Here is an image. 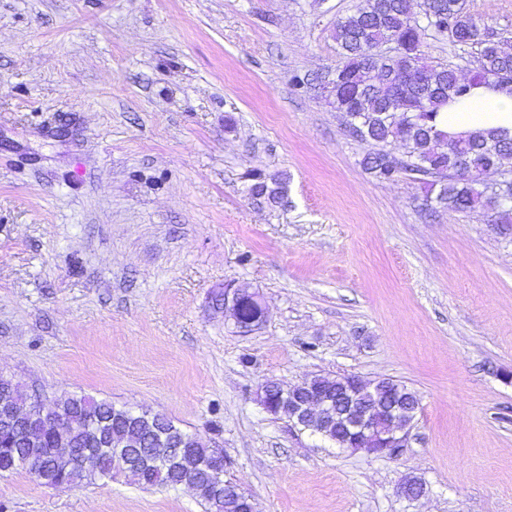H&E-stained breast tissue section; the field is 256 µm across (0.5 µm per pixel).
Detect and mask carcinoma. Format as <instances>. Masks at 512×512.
I'll use <instances>...</instances> for the list:
<instances>
[{
  "label": "carcinoma",
  "mask_w": 512,
  "mask_h": 512,
  "mask_svg": "<svg viewBox=\"0 0 512 512\" xmlns=\"http://www.w3.org/2000/svg\"><path fill=\"white\" fill-rule=\"evenodd\" d=\"M333 40L341 65L312 79L294 75V85L304 88L318 81L319 89L336 90L327 95L342 113L350 136L366 145L360 161L364 170L379 181L403 176L421 184L428 206L434 212L468 213L482 208L491 213L490 223L512 234V187L500 188L503 160L512 157V138L499 132L450 136L438 129L439 112L448 102L464 98L473 84H512V52L504 47L500 32L471 11L467 0H422L418 12L409 0H360L340 18ZM446 40L457 46L476 45L478 56L462 74V68L431 60L426 39ZM400 142L405 152L398 156L392 144ZM249 198L258 206L282 203L286 179L252 174ZM59 416L74 421L65 442L81 452L99 439L115 447L133 437L150 440L147 420L117 413L106 400L86 395H68L57 403ZM163 420L167 435L159 448H180L189 432L175 426L163 414H148V420ZM52 438L34 444H12L0 432V470L10 466L8 457L23 458L45 473L54 469L49 449ZM123 474L145 487L175 488L183 474L160 460L147 469L114 468L112 457L91 468L74 460L63 482L70 486L94 483ZM197 494L205 512H239L236 500L198 477Z\"/></svg>",
  "instance_id": "carcinoma-1"
}]
</instances>
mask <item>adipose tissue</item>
<instances>
[{
  "mask_svg": "<svg viewBox=\"0 0 512 512\" xmlns=\"http://www.w3.org/2000/svg\"><path fill=\"white\" fill-rule=\"evenodd\" d=\"M439 129L457 136L497 129L512 135V89L479 85L449 103L438 117Z\"/></svg>",
  "mask_w": 512,
  "mask_h": 512,
  "instance_id": "ef3b65f1",
  "label": "adipose tissue"
}]
</instances>
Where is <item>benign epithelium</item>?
Masks as SVG:
<instances>
[{"label": "benign epithelium", "instance_id": "7a95c632", "mask_svg": "<svg viewBox=\"0 0 512 512\" xmlns=\"http://www.w3.org/2000/svg\"><path fill=\"white\" fill-rule=\"evenodd\" d=\"M243 289L231 283L224 285V314L234 323L240 322ZM347 393L337 403L313 380L283 388L275 381L261 386L260 402L269 413H283L297 426L308 424L320 433L336 431L344 434V449L363 451L375 457H391L404 446L406 428L419 409V402H403L402 390L394 388L382 397V382L367 383L355 374L345 375ZM0 425L15 432L16 439L28 441L35 436L52 435L63 440L66 424L53 413H46L41 404H27L8 390H0ZM177 469L196 475L209 473L212 482L224 474V455L217 452L204 464L191 449L184 448L169 457ZM398 494L417 500L425 494L424 484L407 476L399 484Z\"/></svg>", "mask_w": 512, "mask_h": 512}]
</instances>
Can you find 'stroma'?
<instances>
[{
    "label": "stroma",
    "instance_id": "stroma-1",
    "mask_svg": "<svg viewBox=\"0 0 512 512\" xmlns=\"http://www.w3.org/2000/svg\"><path fill=\"white\" fill-rule=\"evenodd\" d=\"M357 0H0V374L159 412L258 512H512V235L379 181L320 90ZM254 172L287 174L260 208ZM267 307L241 333L227 283ZM392 378V457L268 413V379ZM408 475L425 495L396 489ZM0 512H203L118 476H0ZM243 288L227 283L224 286V314L229 316L237 328L240 324V306L243 297Z\"/></svg>",
    "mask_w": 512,
    "mask_h": 512
}]
</instances>
